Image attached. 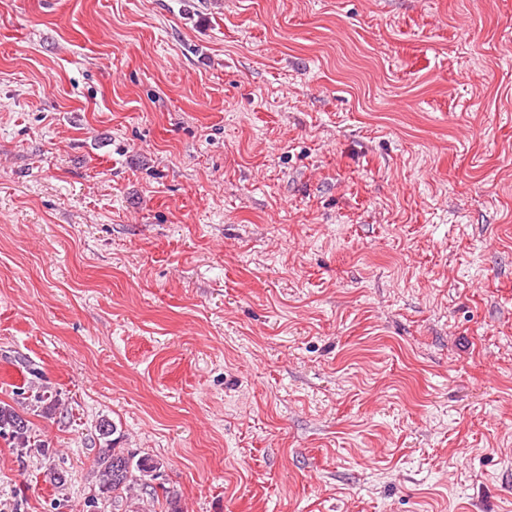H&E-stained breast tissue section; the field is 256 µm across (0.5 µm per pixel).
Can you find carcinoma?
<instances>
[{"label": "carcinoma", "mask_w": 512, "mask_h": 512, "mask_svg": "<svg viewBox=\"0 0 512 512\" xmlns=\"http://www.w3.org/2000/svg\"><path fill=\"white\" fill-rule=\"evenodd\" d=\"M20 414L9 404L0 403V435L8 434L16 443L26 448L31 445L30 427H17ZM100 439L103 440L95 459L98 493L112 498L117 503L139 485H148V481L160 476L162 464L149 455L137 456L123 448L116 447V426L107 419H102L96 426Z\"/></svg>", "instance_id": "cac0c4a2"}]
</instances>
